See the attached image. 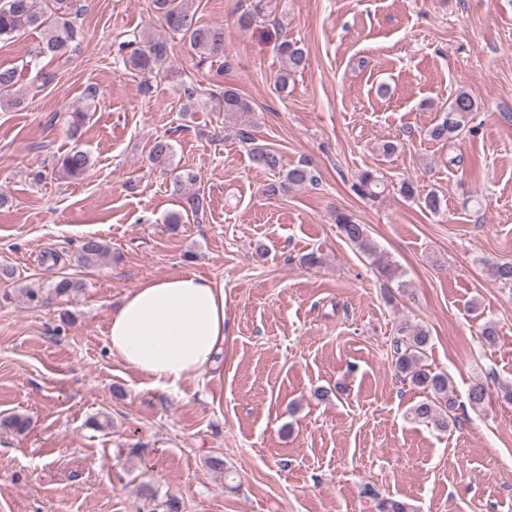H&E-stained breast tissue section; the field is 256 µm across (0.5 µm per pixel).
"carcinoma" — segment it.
<instances>
[{"mask_svg": "<svg viewBox=\"0 0 512 512\" xmlns=\"http://www.w3.org/2000/svg\"><path fill=\"white\" fill-rule=\"evenodd\" d=\"M65 2L66 0H0V41L9 40L23 30H38L43 38L31 53L32 58L56 56L65 52L80 37L77 16L73 15L72 8L65 5ZM152 4L167 28L179 35L180 39L188 41L199 58V64L218 62L224 58V29L201 23L193 10L194 0H152ZM169 51L167 42L141 36L120 42L116 57L117 62L126 70L140 75L142 89L148 92L153 74L159 71ZM278 51L284 60V67L277 77V87L284 93L288 91L290 80L308 67L309 56L305 48L288 40L279 45ZM19 78L17 68H0V105L17 100ZM182 90V112L197 111L202 96H207L211 106L224 113V129L233 130V135L248 146L250 158L258 167L272 172L273 179L264 185L262 194L275 197L295 187L318 183L316 169L309 160L302 159L287 167L275 148L257 142L248 130L237 127L238 117L244 112L252 111V107L236 88L214 84L203 91L193 85H185ZM474 109L472 96L465 90L459 91L448 108L441 112L437 122L428 129L427 136L433 141L443 143L455 139L466 126ZM88 112L87 106H77L68 112L72 138L76 139L81 135ZM148 156L155 166L170 165L173 156L170 139L156 138L149 148ZM91 166V156L77 146L61 159V170L69 177H80ZM198 180V174L190 169H171L172 193L182 200L183 212L198 215L205 211V195L193 189ZM357 190L366 198L377 199L384 193L385 188L377 173L367 170L360 175ZM336 225L348 242L374 258V262L387 278L392 280L401 277L399 268L378 252L377 246L368 235L366 225L357 223L352 215L342 212L336 214ZM109 254L110 249L104 241L90 236L82 243L76 261L83 267H93ZM490 274L502 284L512 286V262L491 266ZM85 288L84 280L63 277L46 289L26 285L20 291L29 302L39 303L43 300L45 290L58 298L71 299L83 293ZM397 334L391 352L397 376L424 393L423 399L409 409L412 420L431 425L440 431L448 430L449 425L456 422V399L448 376L431 370L424 363L430 341L428 331L421 326L404 322L398 327ZM28 424V419L20 414L0 419L1 428L17 433L25 431ZM140 495L152 504L149 512H181L177 499L167 498L161 501L150 487L141 488Z\"/></svg>", "mask_w": 512, "mask_h": 512, "instance_id": "obj_1", "label": "carcinoma"}]
</instances>
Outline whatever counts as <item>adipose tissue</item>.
<instances>
[{"label": "adipose tissue", "instance_id": "obj_1", "mask_svg": "<svg viewBox=\"0 0 512 512\" xmlns=\"http://www.w3.org/2000/svg\"><path fill=\"white\" fill-rule=\"evenodd\" d=\"M107 341L154 384L195 378L224 346V286L196 274L147 282L112 309Z\"/></svg>", "mask_w": 512, "mask_h": 512}]
</instances>
